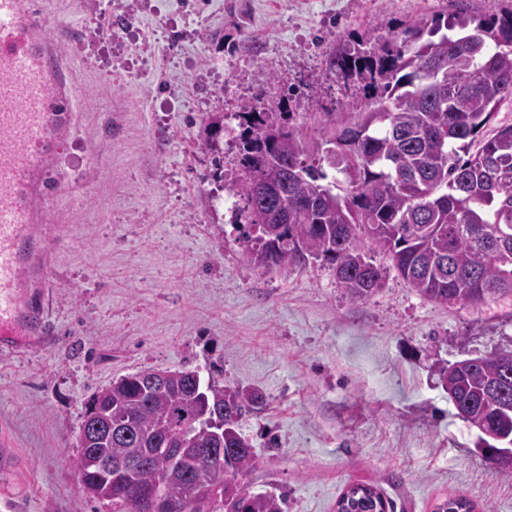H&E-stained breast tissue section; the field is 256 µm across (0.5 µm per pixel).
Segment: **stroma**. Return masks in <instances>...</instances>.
<instances>
[{
    "label": "stroma",
    "instance_id": "1",
    "mask_svg": "<svg viewBox=\"0 0 512 512\" xmlns=\"http://www.w3.org/2000/svg\"><path fill=\"white\" fill-rule=\"evenodd\" d=\"M36 2L70 32L59 65L81 98L46 201L60 239L44 339L0 354V512H112L78 486L76 435L96 392L147 368L262 395L239 423L257 455L245 481L284 512H336L354 483L394 512L453 495L512 512V470L477 453L440 375L512 350V298L443 306L392 273L354 300L323 260L254 263L224 205L244 106L322 111L344 95L326 78L343 40L450 0Z\"/></svg>",
    "mask_w": 512,
    "mask_h": 512
}]
</instances>
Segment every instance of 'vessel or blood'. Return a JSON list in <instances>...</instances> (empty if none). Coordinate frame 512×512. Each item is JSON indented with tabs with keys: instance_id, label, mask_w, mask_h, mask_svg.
Segmentation results:
<instances>
[{
	"instance_id": "1",
	"label": "vessel or blood",
	"mask_w": 512,
	"mask_h": 512,
	"mask_svg": "<svg viewBox=\"0 0 512 512\" xmlns=\"http://www.w3.org/2000/svg\"><path fill=\"white\" fill-rule=\"evenodd\" d=\"M58 31L34 0H0V350L35 347L44 331L56 235L42 205L79 92L59 68Z\"/></svg>"
}]
</instances>
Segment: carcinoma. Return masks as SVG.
I'll return each mask as SVG.
<instances>
[{
	"mask_svg": "<svg viewBox=\"0 0 512 512\" xmlns=\"http://www.w3.org/2000/svg\"><path fill=\"white\" fill-rule=\"evenodd\" d=\"M424 14L380 40L344 44L326 77L357 95L314 117L239 113L240 171L229 187L249 230L243 243L264 266L305 267L322 259L355 300L393 271L435 304L480 305L512 295V125L481 138L497 106L512 97V8ZM476 152L469 153L474 141ZM468 154L464 159L460 153ZM299 168L292 184L282 171ZM374 246L386 259L376 264ZM151 388L136 372L87 403L71 464L88 498L135 512L142 487L159 489L174 512H201L187 487L192 448H222L211 512H283L284 499L254 494L243 478L256 465L239 422L263 399L215 381L198 389L193 370H167ZM457 415L493 440L512 438V357L487 356L442 376ZM169 452L153 456L156 440ZM382 495L349 486L336 512H375ZM434 512H477L459 495Z\"/></svg>",
	"mask_w": 512,
	"mask_h": 512,
	"instance_id": "1",
	"label": "carcinoma"
}]
</instances>
